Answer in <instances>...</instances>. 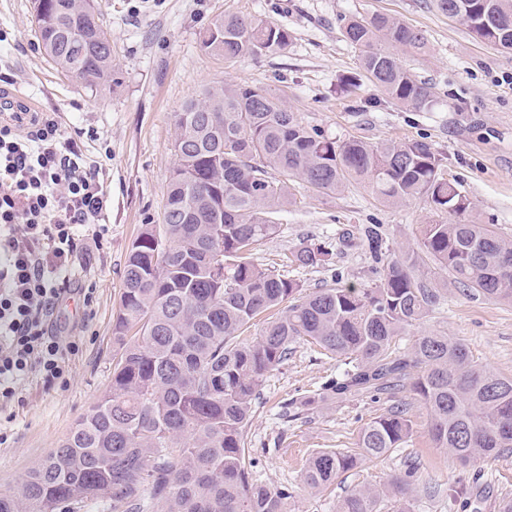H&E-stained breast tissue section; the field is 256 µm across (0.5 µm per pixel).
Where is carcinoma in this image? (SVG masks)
I'll return each mask as SVG.
<instances>
[{"label":"carcinoma","instance_id":"cac0c4a2","mask_svg":"<svg viewBox=\"0 0 512 512\" xmlns=\"http://www.w3.org/2000/svg\"><path fill=\"white\" fill-rule=\"evenodd\" d=\"M459 14L470 33L512 54V0H433ZM33 22L47 57L87 87L112 82V40L97 0H35ZM364 76L392 103L414 112L434 106L429 84L404 55L425 52L423 34L378 13L341 19ZM291 33L262 18L214 17L201 47L226 61L285 50ZM176 167L161 223L144 224L123 271L112 339L120 350L109 391L59 446L29 470L0 512H288V487L253 482L247 429L268 373L291 345L308 340L348 359L312 399L410 389L429 413V436L461 464L512 448V378L475 363L467 346L413 333L437 299L423 280L428 259L468 296L512 302V242L474 218L475 205L444 178L442 157L425 138L369 143L329 137L263 87L206 86L175 113ZM363 185L378 200H422L433 219L412 245L383 258L378 224L362 239L382 264L370 287L339 282L299 296L301 285L251 260L280 231L273 215L297 204L296 188L329 194ZM326 247L301 244L299 268L325 264ZM224 264V277L215 273ZM268 314L259 335L242 339ZM404 404L361 430L354 453L325 450L302 475L314 490L364 460L405 442ZM416 466L383 490L355 489L336 512H380L384 499L407 512Z\"/></svg>","mask_w":512,"mask_h":512}]
</instances>
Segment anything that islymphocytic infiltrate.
<instances>
[{
  "label": "lymphocytic infiltrate",
  "mask_w": 512,
  "mask_h": 512,
  "mask_svg": "<svg viewBox=\"0 0 512 512\" xmlns=\"http://www.w3.org/2000/svg\"><path fill=\"white\" fill-rule=\"evenodd\" d=\"M106 195L96 166L45 112L0 115V405L37 376H65L76 343L53 334V315L71 281L79 229L96 225Z\"/></svg>",
  "instance_id": "1"
}]
</instances>
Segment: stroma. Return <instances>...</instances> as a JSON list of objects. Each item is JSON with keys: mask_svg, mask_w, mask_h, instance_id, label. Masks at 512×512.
<instances>
[{"mask_svg": "<svg viewBox=\"0 0 512 512\" xmlns=\"http://www.w3.org/2000/svg\"><path fill=\"white\" fill-rule=\"evenodd\" d=\"M98 22L112 37L114 84L91 89L57 68L34 32V0H0V85L20 90L37 111L55 114L108 187L101 217L102 240L84 235L72 256L79 285H94L91 315L79 293L66 295L52 317L53 330L77 342L66 387L29 380L23 400L0 409V492L56 448L77 421L110 388L118 353L112 328L120 306L126 258L142 224L158 220L175 166L174 114L204 86L228 82L266 87L283 97L306 122L332 137L375 143L427 138L443 157L444 173L475 205L480 223L496 225L512 239V55L474 39L460 22L438 12L431 0H98ZM221 13L257 16L288 28L292 41L280 53L233 62L206 54L199 37ZM357 13L393 16L420 31L428 53L407 58L413 73L430 84L436 99L428 112L389 101L364 107L378 90L363 83L358 95L344 91L360 76L357 51L345 40L342 17ZM429 217L424 201L383 203L363 186L336 194L303 191L297 207L275 215L279 234L252 259L272 265L301 242L330 244L331 264L285 267L304 292L343 282L372 285L376 264L359 235L364 224L381 225L391 250L420 234ZM423 329L464 342L475 361L496 376L512 377V304L440 290ZM343 359L322 355L300 341L270 372L248 428L249 446L261 463L255 482L285 486L290 512H336L353 488H379L416 463L411 512H498L512 495V451L462 466L434 447L429 416L410 391L373 398L313 400L328 378L343 372ZM397 401L410 403L411 432L382 459L366 460L340 474L326 492L302 482L308 458L332 448L355 451L361 428Z\"/></svg>", "mask_w": 512, "mask_h": 512, "instance_id": "obj_1", "label": "stroma"}]
</instances>
